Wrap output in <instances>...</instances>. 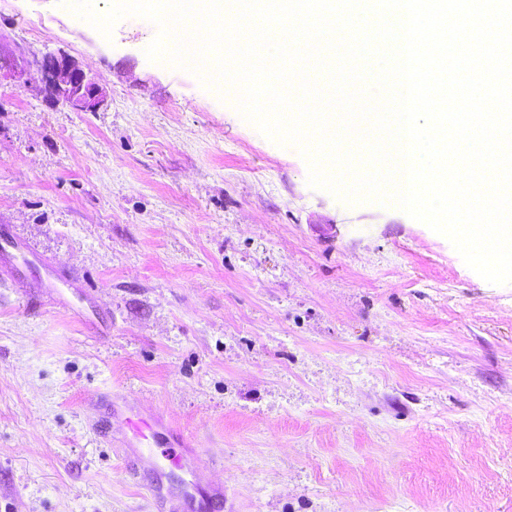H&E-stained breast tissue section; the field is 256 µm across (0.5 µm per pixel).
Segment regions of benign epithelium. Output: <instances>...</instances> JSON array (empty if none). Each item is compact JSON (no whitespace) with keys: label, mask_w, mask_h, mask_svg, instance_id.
Instances as JSON below:
<instances>
[{"label":"benign epithelium","mask_w":512,"mask_h":512,"mask_svg":"<svg viewBox=\"0 0 512 512\" xmlns=\"http://www.w3.org/2000/svg\"><path fill=\"white\" fill-rule=\"evenodd\" d=\"M25 86L36 79L50 89L54 103L75 112H97L106 104L98 81L89 77L64 51L30 59L0 50V76Z\"/></svg>","instance_id":"7a95c632"}]
</instances>
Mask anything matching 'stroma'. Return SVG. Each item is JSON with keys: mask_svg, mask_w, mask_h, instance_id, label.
Instances as JSON below:
<instances>
[{"mask_svg": "<svg viewBox=\"0 0 512 512\" xmlns=\"http://www.w3.org/2000/svg\"><path fill=\"white\" fill-rule=\"evenodd\" d=\"M103 36L63 0H0V50H64L106 106L0 81V512H153L94 434L102 393L163 415L220 512H512V284L400 208L311 187L235 98ZM94 292L47 303L44 264Z\"/></svg>", "mask_w": 512, "mask_h": 512, "instance_id": "obj_1", "label": "stroma"}]
</instances>
